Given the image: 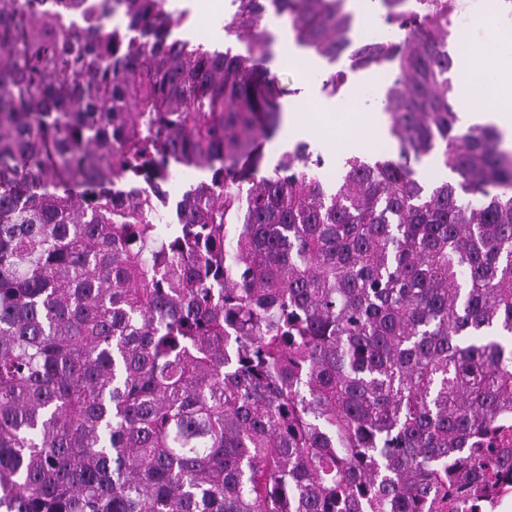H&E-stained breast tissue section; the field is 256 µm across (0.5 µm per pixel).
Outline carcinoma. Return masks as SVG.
I'll use <instances>...</instances> for the list:
<instances>
[{
    "label": "carcinoma",
    "mask_w": 512,
    "mask_h": 512,
    "mask_svg": "<svg viewBox=\"0 0 512 512\" xmlns=\"http://www.w3.org/2000/svg\"><path fill=\"white\" fill-rule=\"evenodd\" d=\"M0 0V508L497 512L512 496V147L459 123L464 0ZM119 25L106 27L112 14ZM297 47L389 68V147L274 163ZM433 161L455 175L429 182ZM207 171L164 222L175 166ZM199 0H170L171 8L186 10L189 22L180 30V35L194 44H202L211 49L224 50L227 38L224 25L231 20L232 7L229 0H222L217 10L203 12L195 9ZM225 4V9L222 7Z\"/></svg>",
    "instance_id": "obj_1"
}]
</instances>
